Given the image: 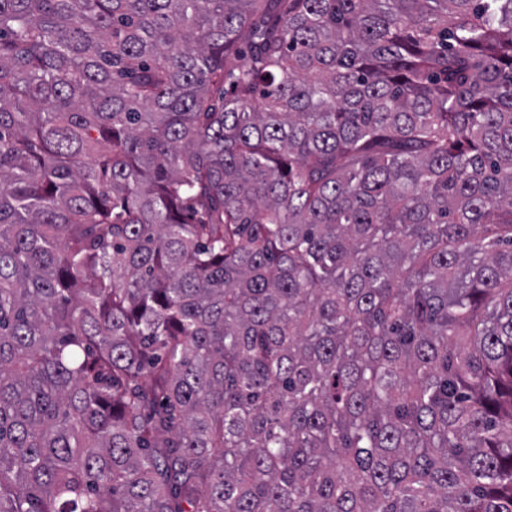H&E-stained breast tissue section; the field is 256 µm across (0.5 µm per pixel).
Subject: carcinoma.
<instances>
[{"mask_svg":"<svg viewBox=\"0 0 512 512\" xmlns=\"http://www.w3.org/2000/svg\"><path fill=\"white\" fill-rule=\"evenodd\" d=\"M0 512H512V0H0Z\"/></svg>","mask_w":512,"mask_h":512,"instance_id":"1","label":"carcinoma"}]
</instances>
